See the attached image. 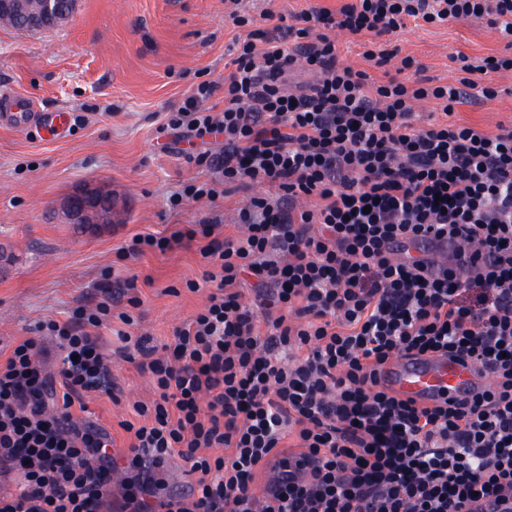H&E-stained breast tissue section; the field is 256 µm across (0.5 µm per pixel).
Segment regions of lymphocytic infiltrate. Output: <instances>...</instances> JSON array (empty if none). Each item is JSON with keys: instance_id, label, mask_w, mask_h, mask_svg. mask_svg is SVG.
Returning <instances> with one entry per match:
<instances>
[{"instance_id": "obj_1", "label": "lymphocytic infiltrate", "mask_w": 512, "mask_h": 512, "mask_svg": "<svg viewBox=\"0 0 512 512\" xmlns=\"http://www.w3.org/2000/svg\"><path fill=\"white\" fill-rule=\"evenodd\" d=\"M228 17L232 69L197 84L164 125L211 177L170 204L216 202L266 186L231 233L214 213L121 251L197 247L204 307L164 343L140 331L151 276L104 271L95 302L47 319L0 354V512H512V125L453 122L456 106L497 97L482 76L512 54L451 55L457 82L377 46L408 20L483 21L512 40V0H343L273 23ZM360 42L372 70L339 59ZM309 74L306 82L297 73ZM222 95L223 107L212 100ZM433 101L440 118L415 121ZM466 254L431 275L427 242ZM123 325L118 354L155 398L120 426L81 420L90 397L120 402L100 331ZM445 353L482 367L492 387L433 407L386 390L398 356ZM181 458L190 496L158 494L156 471Z\"/></svg>"}]
</instances>
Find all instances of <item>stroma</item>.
<instances>
[{
    "label": "stroma",
    "mask_w": 512,
    "mask_h": 512,
    "mask_svg": "<svg viewBox=\"0 0 512 512\" xmlns=\"http://www.w3.org/2000/svg\"><path fill=\"white\" fill-rule=\"evenodd\" d=\"M227 7L226 0H81L64 27L38 33L0 27V90L34 97L41 112L87 118L62 139L0 125V342L28 335L44 319H66L96 297L95 284L109 267L120 278L151 275L142 289L143 326L157 342L200 309L203 293L185 288L202 274L196 249L137 259L122 258L118 249L134 235L165 234L214 211L232 223L250 195L235 188L214 205L188 201L170 209L171 194L208 173L158 145L164 113L181 105L192 85L228 73ZM388 44L415 57L440 83L457 78L452 53L482 58L505 47L481 21L411 22ZM492 81L497 98L458 106L456 121L487 133L512 122V74ZM86 191L112 193L121 220L92 230L67 223L66 201ZM112 373L123 389L121 403L88 399L83 417L124 448L120 421L133 419V403L151 401L154 393L134 364L114 361Z\"/></svg>",
    "instance_id": "35a3bbf8"
}]
</instances>
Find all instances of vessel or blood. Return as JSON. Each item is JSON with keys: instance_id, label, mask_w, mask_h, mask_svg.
<instances>
[{"instance_id": "1", "label": "vessel or blood", "mask_w": 512, "mask_h": 512, "mask_svg": "<svg viewBox=\"0 0 512 512\" xmlns=\"http://www.w3.org/2000/svg\"><path fill=\"white\" fill-rule=\"evenodd\" d=\"M0 123L51 138L61 137L68 130L69 115L34 113L28 96L12 94L0 99ZM380 378L390 392L423 406L439 405L451 398L469 399L488 386L478 366H463L441 355L397 359L383 368Z\"/></svg>"}]
</instances>
